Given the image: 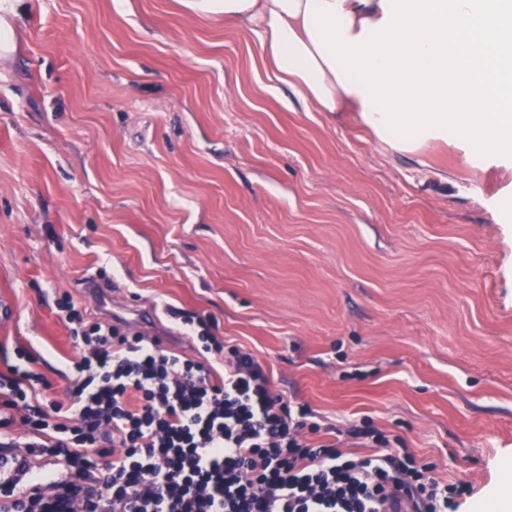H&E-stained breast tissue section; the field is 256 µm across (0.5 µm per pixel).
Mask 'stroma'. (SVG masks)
Instances as JSON below:
<instances>
[{
    "instance_id": "1",
    "label": "stroma",
    "mask_w": 512,
    "mask_h": 512,
    "mask_svg": "<svg viewBox=\"0 0 512 512\" xmlns=\"http://www.w3.org/2000/svg\"><path fill=\"white\" fill-rule=\"evenodd\" d=\"M0 372L64 399L82 283L210 318L341 449L357 427L483 496L512 462V158L421 155L266 85L254 36L180 0H5Z\"/></svg>"
}]
</instances>
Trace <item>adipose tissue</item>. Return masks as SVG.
<instances>
[{
	"mask_svg": "<svg viewBox=\"0 0 512 512\" xmlns=\"http://www.w3.org/2000/svg\"><path fill=\"white\" fill-rule=\"evenodd\" d=\"M193 11L223 14L224 20L253 34L271 86L293 90L313 112L336 117L352 113L356 122L384 138L380 114H368L363 84H344L330 65L331 55L321 54L316 37L308 28L312 0H181ZM347 21L348 38L362 35L365 27L383 22L385 0H339Z\"/></svg>",
	"mask_w": 512,
	"mask_h": 512,
	"instance_id": "ef3b65f1",
	"label": "adipose tissue"
}]
</instances>
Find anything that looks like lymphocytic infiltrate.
I'll return each mask as SVG.
<instances>
[{
    "label": "lymphocytic infiltrate",
    "instance_id": "1",
    "mask_svg": "<svg viewBox=\"0 0 512 512\" xmlns=\"http://www.w3.org/2000/svg\"><path fill=\"white\" fill-rule=\"evenodd\" d=\"M80 356L67 399L49 390L20 351L0 373V447L39 461L6 512H447L462 484L429 476L408 449L345 457L332 436L306 442L308 405L276 393L248 352L222 365L183 359L142 333L69 311Z\"/></svg>",
    "mask_w": 512,
    "mask_h": 512
}]
</instances>
